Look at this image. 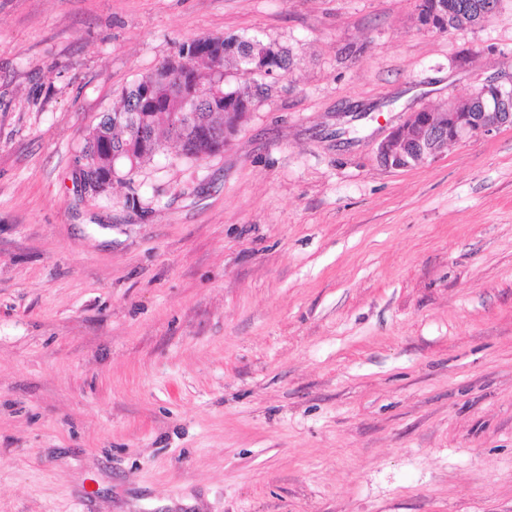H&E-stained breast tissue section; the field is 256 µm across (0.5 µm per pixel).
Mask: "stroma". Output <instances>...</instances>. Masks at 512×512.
Segmentation results:
<instances>
[{"label": "stroma", "mask_w": 512, "mask_h": 512, "mask_svg": "<svg viewBox=\"0 0 512 512\" xmlns=\"http://www.w3.org/2000/svg\"><path fill=\"white\" fill-rule=\"evenodd\" d=\"M419 0H0V512H512V127L383 167L512 72ZM290 49L222 152L91 196L96 118L196 37Z\"/></svg>", "instance_id": "stroma-1"}]
</instances>
